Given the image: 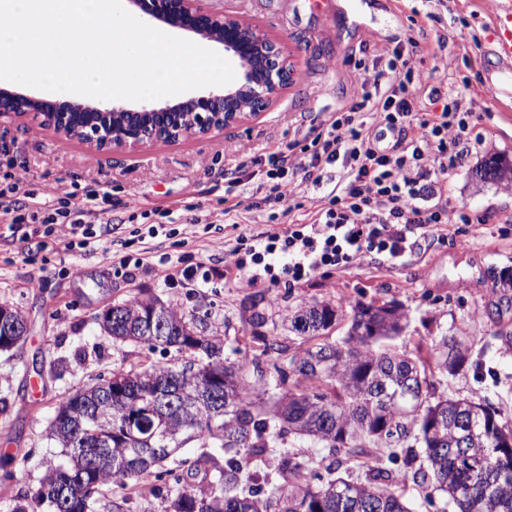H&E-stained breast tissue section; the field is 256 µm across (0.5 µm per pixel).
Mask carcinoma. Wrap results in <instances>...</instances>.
<instances>
[{"label":"carcinoma","mask_w":512,"mask_h":512,"mask_svg":"<svg viewBox=\"0 0 512 512\" xmlns=\"http://www.w3.org/2000/svg\"><path fill=\"white\" fill-rule=\"evenodd\" d=\"M484 178L512 181V164L485 161ZM344 318L340 307L316 302L288 316L289 331L310 342L291 352L287 339L263 331L266 317L250 318L256 354L224 358V341L198 328L171 303L136 294L99 315L119 343L174 351L182 359L138 365L112 374V386L77 391L57 408L47 436L62 448L31 497L47 512H90L104 487L136 491L160 477L176 449L205 452L194 461L208 482L167 488L171 512H416L397 489L407 481L442 492L452 512H512V422L479 398L436 394L421 355L380 348L403 330L406 314L395 302L352 306L345 336L320 340ZM439 373L455 375L467 348L453 358L432 356ZM282 392L252 399L251 376L267 373ZM223 394L222 411L208 385ZM424 398L405 412L411 388ZM307 437L333 456L355 461L365 478L312 483L309 466L286 450L288 437ZM279 448L274 472L269 451ZM370 448H397L404 467L370 461ZM421 450L427 465H410Z\"/></svg>","instance_id":"obj_1"}]
</instances>
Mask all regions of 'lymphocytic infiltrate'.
I'll list each match as a JSON object with an SVG mask.
<instances>
[{"label":"lymphocytic infiltrate","mask_w":512,"mask_h":512,"mask_svg":"<svg viewBox=\"0 0 512 512\" xmlns=\"http://www.w3.org/2000/svg\"><path fill=\"white\" fill-rule=\"evenodd\" d=\"M361 100L348 113L332 115L310 130L297 148L270 154L268 166L254 171L266 202L302 209L306 191L318 192L320 206L303 229L284 232V247L263 245L270 263L287 260L292 278L304 271L342 266L371 252L401 257L410 236L432 233L437 225L470 223L462 210L420 206L425 194L445 183L471 141L467 113L458 92L428 83L401 48L375 55L357 68ZM379 116L396 140L377 146L370 116ZM18 186L0 190V216L7 217L10 240L28 243L45 224L64 221L65 250L86 248L110 231L100 209L80 204L58 209L63 192L47 185L44 202L22 213Z\"/></svg>","instance_id":"f902f5d3"}]
</instances>
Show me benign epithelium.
<instances>
[{
	"label": "benign epithelium",
	"mask_w": 512,
	"mask_h": 512,
	"mask_svg": "<svg viewBox=\"0 0 512 512\" xmlns=\"http://www.w3.org/2000/svg\"><path fill=\"white\" fill-rule=\"evenodd\" d=\"M147 19L223 46L237 64L230 84L175 102L110 106L48 100L0 88V119L28 114L40 126L108 152L175 143L232 127L268 111L294 80L286 42L235 14L215 12L205 0H128Z\"/></svg>",
	"instance_id": "1"
}]
</instances>
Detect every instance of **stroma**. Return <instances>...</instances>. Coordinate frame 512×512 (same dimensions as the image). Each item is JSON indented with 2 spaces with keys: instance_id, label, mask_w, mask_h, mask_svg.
I'll list each match as a JSON object with an SVG mask.
<instances>
[{
  "instance_id": "obj_1",
  "label": "stroma",
  "mask_w": 512,
  "mask_h": 512,
  "mask_svg": "<svg viewBox=\"0 0 512 512\" xmlns=\"http://www.w3.org/2000/svg\"><path fill=\"white\" fill-rule=\"evenodd\" d=\"M284 39L297 75L268 112L203 137L135 151L100 153L59 138L26 116L0 121L8 151L0 153V188L10 176L41 193L62 183L80 197H106L123 226L94 251L64 250L61 232L37 244L0 240V303L25 317L17 348L0 350V512L24 501L60 450L46 429L60 402L74 391L106 381L132 364L166 362L162 350L115 346L99 327L103 309L134 294L157 295L192 316L211 336L225 339L224 355L250 353L248 318L260 310L266 331L284 336V318L302 304L327 301L350 311L356 302L395 301L408 317L394 347L432 349L442 336L465 337L469 358L453 376H435L437 392L477 395L512 420V354L493 334L512 328V288L500 281L512 271V223H484L486 215L512 216V187L478 183L476 171L491 156L512 161V109L484 112L490 71L489 22L494 0H447L427 17L425 0H208ZM378 33V48L402 46L431 85H469L473 135L480 146L465 152L448 173V208L463 209L470 224H451L418 239L390 261L373 254L343 268L325 266L289 279L282 268L265 271L250 248L255 238L304 223L305 211L282 214L266 204L256 183L226 192L224 173L244 157L266 159L301 139L329 114L359 100L354 79L361 53L359 25ZM448 33L445 47L419 38V28ZM242 203L240 221H224L226 205ZM159 235L148 239L149 225ZM183 451L163 481H147L125 500L126 512H169L165 486L175 478L198 485Z\"/></svg>"
}]
</instances>
